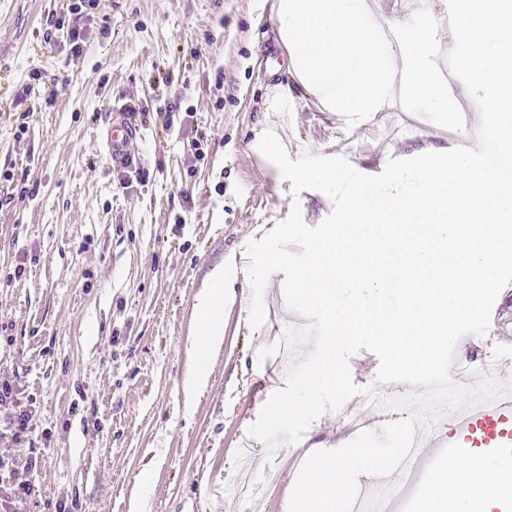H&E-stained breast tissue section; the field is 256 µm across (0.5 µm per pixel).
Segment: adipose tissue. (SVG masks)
Segmentation results:
<instances>
[{
  "instance_id": "ef3b65f1",
  "label": "adipose tissue",
  "mask_w": 512,
  "mask_h": 512,
  "mask_svg": "<svg viewBox=\"0 0 512 512\" xmlns=\"http://www.w3.org/2000/svg\"><path fill=\"white\" fill-rule=\"evenodd\" d=\"M368 9V0H279L274 25L293 77L323 109L349 122L385 111L397 94L426 98L435 112L450 111L448 89L434 76L429 37L403 30L405 53L396 55L380 30L362 25ZM223 343L224 271L218 268L197 305L186 392L206 385L207 363ZM511 477L512 459L449 462L431 476L421 512H485L489 489Z\"/></svg>"
}]
</instances>
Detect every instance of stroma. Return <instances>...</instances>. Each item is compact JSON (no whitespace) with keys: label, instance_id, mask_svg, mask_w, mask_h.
Segmentation results:
<instances>
[{"label":"stroma","instance_id":"1","mask_svg":"<svg viewBox=\"0 0 512 512\" xmlns=\"http://www.w3.org/2000/svg\"><path fill=\"white\" fill-rule=\"evenodd\" d=\"M277 4L102 0L80 22L76 55L57 26L69 0H0V381L34 415L16 440L0 412V457L37 462L33 494L0 512H289L288 486L309 450L359 433L364 408L346 404L280 458L248 436L291 366L259 351L296 313L276 272L264 322L252 327L246 246L286 219L292 202L312 227L333 208L319 191L293 196L258 149L277 88L290 80ZM452 100L447 114L419 98L402 114L348 123L295 88L284 109L289 156L309 149L376 175L386 159L476 147L472 127L456 119L476 102L461 84ZM115 106L148 115L128 168L101 146ZM219 266L235 287L224 344L190 396L195 306ZM511 298L512 285L496 299L488 334L467 335L453 370L469 369L478 349L512 351ZM245 439L254 489L241 498ZM269 465L280 476L271 486L261 480Z\"/></svg>","mask_w":512,"mask_h":512}]
</instances>
